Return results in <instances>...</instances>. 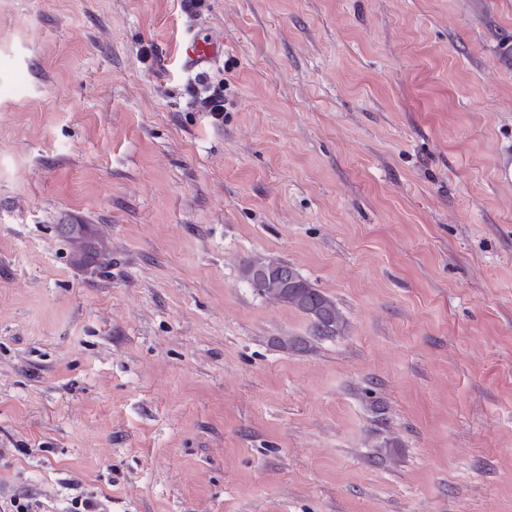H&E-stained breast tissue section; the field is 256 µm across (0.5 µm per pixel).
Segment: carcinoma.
I'll return each mask as SVG.
<instances>
[{
    "mask_svg": "<svg viewBox=\"0 0 512 512\" xmlns=\"http://www.w3.org/2000/svg\"><path fill=\"white\" fill-rule=\"evenodd\" d=\"M61 231L72 241L77 256L96 250L86 225L64 224ZM242 271L259 296L307 316L313 335L328 338L342 328L343 318L336 301L303 277L293 265L276 258L255 256L245 261Z\"/></svg>",
    "mask_w": 512,
    "mask_h": 512,
    "instance_id": "1",
    "label": "carcinoma"
}]
</instances>
